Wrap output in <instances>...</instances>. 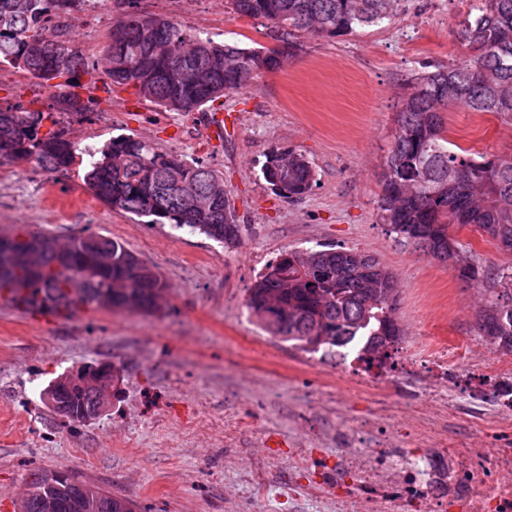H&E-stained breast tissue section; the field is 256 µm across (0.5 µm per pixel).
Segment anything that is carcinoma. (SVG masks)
<instances>
[{
  "mask_svg": "<svg viewBox=\"0 0 512 512\" xmlns=\"http://www.w3.org/2000/svg\"><path fill=\"white\" fill-rule=\"evenodd\" d=\"M82 0H0V65L26 71L47 84L62 73L75 82L96 64L46 26L50 15L71 16ZM400 0H230L232 10L264 23L276 45L244 48L217 42L184 24L129 11L112 23L100 61L114 85L166 112H195L248 86L302 47L305 36L335 38L390 22ZM458 38L472 58L453 66L427 64L412 76L399 112L391 151L380 174L379 221L394 240L450 261L459 275L478 282L492 299L480 308L479 330L490 344L512 353V272L489 273L461 259L450 228L484 230L512 253V156L458 152L446 135L445 112L461 103L472 112L512 119V0H475ZM93 96L55 95L61 115H84ZM44 113L0 108V158L34 163L50 173L83 167V181L108 208L200 232L232 243L239 224L211 167L158 150L131 134L84 146L63 129L40 133ZM261 174L270 189L289 200L309 193L316 174L292 149H273ZM0 250V300L48 306L59 314L94 307L151 313L160 307L165 283L159 272L123 243L99 233L65 243L49 232L8 237ZM397 280L373 255L346 249L282 253L249 289L247 307L269 333L307 351L361 345L358 359L382 361L402 336L394 313ZM68 408L91 411L97 392L63 391ZM45 473L31 475L21 512H50ZM101 497L98 512H138L133 501L72 480L59 484L56 512H73L89 495Z\"/></svg>",
  "mask_w": 512,
  "mask_h": 512,
  "instance_id": "1",
  "label": "carcinoma"
}]
</instances>
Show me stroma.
I'll list each match as a JSON object with an SVG mask.
<instances>
[{
  "instance_id": "stroma-1",
  "label": "stroma",
  "mask_w": 512,
  "mask_h": 512,
  "mask_svg": "<svg viewBox=\"0 0 512 512\" xmlns=\"http://www.w3.org/2000/svg\"><path fill=\"white\" fill-rule=\"evenodd\" d=\"M180 21L218 41L272 44L260 21L237 15L227 0H194ZM460 21L455 0H401L392 22L305 38L247 92L225 95L220 140L208 134L210 112H166L129 86L112 88L111 122L69 117L77 143L133 134L217 170L240 224L233 244L111 210L75 170L0 167V232L34 225L65 240L89 232L116 239L161 274L168 303L155 315L88 309L39 323L0 302V512H19L31 471L60 468L148 512H289L279 499L256 501L250 480L267 477L269 458L287 480L295 437L363 404L250 317L248 290L282 252L342 247L376 256L398 280L401 341L413 353L426 352L432 336L480 339L483 290L450 263L395 242L377 212L406 84L422 63L465 59ZM5 73V108L49 115L53 90L88 94L67 73L51 89L13 68ZM447 123L454 145L512 155V120L458 104ZM274 149L302 153L315 169L317 184L301 200L279 197L263 180ZM452 234L475 264L512 269V255L490 237L471 228ZM105 361L121 367L123 383L100 419L72 425L41 405L49 380Z\"/></svg>"
}]
</instances>
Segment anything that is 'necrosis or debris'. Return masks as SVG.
Returning <instances> with one entry per match:
<instances>
[{"label":"necrosis or debris","instance_id":"4bbe7bcc","mask_svg":"<svg viewBox=\"0 0 512 512\" xmlns=\"http://www.w3.org/2000/svg\"><path fill=\"white\" fill-rule=\"evenodd\" d=\"M329 367L366 409L325 429L350 483L318 488L319 512H512V362L442 338L423 358Z\"/></svg>","mask_w":512,"mask_h":512}]
</instances>
